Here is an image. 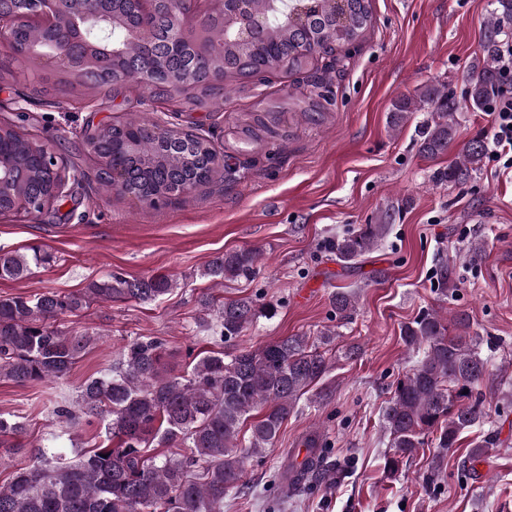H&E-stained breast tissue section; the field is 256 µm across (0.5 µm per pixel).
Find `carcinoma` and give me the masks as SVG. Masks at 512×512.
<instances>
[{"mask_svg":"<svg viewBox=\"0 0 512 512\" xmlns=\"http://www.w3.org/2000/svg\"><path fill=\"white\" fill-rule=\"evenodd\" d=\"M268 8L267 0L241 4L230 0L224 25L233 32L250 15ZM504 17L512 18V0H496L485 21L484 63L469 88V101L476 110L488 108L501 84L497 37ZM371 23L369 0L339 4L314 0L302 19H290L286 27L276 19L248 47L231 35L224 40L223 54H199L187 44L182 54L148 77L125 72L123 61L113 63L112 70L124 81L136 79L139 89L160 104L209 109L231 87L242 88L258 76L308 70L318 55L333 46L361 39ZM62 57L60 90L75 83L100 93L112 86L110 80L81 72L76 58L65 53ZM214 70L223 72V83L212 81ZM459 109L448 92L425 86L416 95L393 102L389 124L398 131L415 113H429L419 127V152L435 157L448 151ZM101 141L103 157L118 155L129 191L140 198L167 200L184 184L206 185L217 174V151L211 140L192 130L117 120ZM486 149L484 138L472 139L438 178L469 179L479 169ZM49 155L51 151L43 145L30 149L15 131L0 137V156L20 158L33 172L25 192L36 214L45 212L41 172ZM391 221L387 210L375 223L330 241L329 249L338 262L355 264L389 234ZM260 260L261 252L255 248L228 251L210 260L204 275L219 284L249 279ZM48 261L49 255L37 246L25 253L0 250V278L24 279L32 268ZM175 287L167 276L129 278L110 273L82 292L0 298V379L26 386L69 376L94 343L95 334L59 329L56 322L61 316L76 313L94 300H155ZM331 304L336 315L347 319L356 311L357 297L337 291ZM204 309V325L229 349L200 352L189 363L190 370L175 373L165 362L161 340L141 336L130 342L112 369L85 379L72 405L55 410L60 431L54 440L67 435L81 417L94 416L102 422L110 444L91 450L71 448L67 455L54 445L38 450L28 461L15 465L9 482L0 484V512H224V497L241 486L245 461L274 445L283 423L298 411L301 398L326 378L331 359L305 335L284 336L256 348L233 346L257 318L271 312L267 303L251 297L207 300ZM454 329L455 335H448L444 317L435 311L401 329L405 345L424 348V355L398 380L385 411L391 448L385 469L390 477L424 447L426 437H435L441 453L457 447L461 434L484 418L481 387L489 376L488 358L469 335L467 315L455 316ZM255 408L262 414L245 440L242 426ZM23 430V422L15 416L0 414L1 445ZM498 442V435H487L470 449L458 469L476 473V465ZM153 445L171 452L151 455ZM303 445L306 457L291 464L289 472L293 489L333 474L336 481L343 480L345 468L324 465L326 450L319 431L307 435Z\"/></svg>","mask_w":512,"mask_h":512,"instance_id":"obj_1","label":"carcinoma"}]
</instances>
